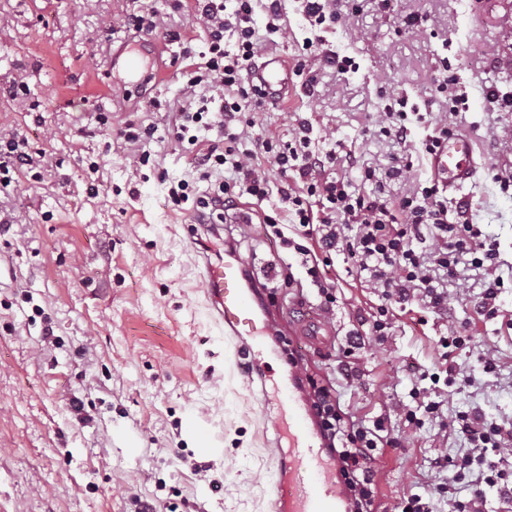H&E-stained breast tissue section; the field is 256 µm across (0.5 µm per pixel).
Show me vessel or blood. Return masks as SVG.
I'll list each match as a JSON object with an SVG mask.
<instances>
[{
    "instance_id": "b4317fda",
    "label": "vessel or blood",
    "mask_w": 512,
    "mask_h": 512,
    "mask_svg": "<svg viewBox=\"0 0 512 512\" xmlns=\"http://www.w3.org/2000/svg\"><path fill=\"white\" fill-rule=\"evenodd\" d=\"M249 82L266 99L279 100L288 86V66L276 57L261 61L252 67ZM473 153L465 135L452 132L441 138L430 156L435 181L448 190L470 182L475 175ZM245 265L239 255H225L221 264L206 263L204 279L212 312L225 336L243 349L245 374L259 383L261 403L277 420L278 476L268 493L267 512H348L346 487L338 469L325 458V439L305 402V390L270 374L265 333L275 329L277 320L258 318L253 306L256 291L245 284Z\"/></svg>"
}]
</instances>
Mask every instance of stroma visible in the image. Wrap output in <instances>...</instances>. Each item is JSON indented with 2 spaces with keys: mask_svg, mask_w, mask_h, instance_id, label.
<instances>
[{
  "mask_svg": "<svg viewBox=\"0 0 512 512\" xmlns=\"http://www.w3.org/2000/svg\"><path fill=\"white\" fill-rule=\"evenodd\" d=\"M287 38L272 55L295 62L308 23L295 0L282 4ZM506 0H349L325 38L357 71L330 67L289 74L288 92L256 114L251 139L292 137L295 116L313 125L315 151L352 153L336 173L361 188V172L377 175L410 152L413 168L388 181L390 196L411 193L432 178L423 153L432 125H417L407 147L380 131L390 101L404 97L454 124L475 148L473 182L447 192L465 197L471 218L495 239L499 273L512 276V191L489 171L512 163V111L486 100L495 85L512 90V22ZM155 11L181 41L136 35L125 15ZM414 16L420 30L403 29ZM149 81L138 87L110 77L114 55L140 51ZM201 49L204 33L173 0H0V139L25 141L34 163L0 190V512H265L271 480L273 419L259 404V386L243 376V355L210 315L202 267L191 243L196 198L205 185L193 170L197 145L178 141L165 120L186 83L183 44ZM456 75L469 96L462 117L449 115L438 83ZM155 125L148 162H134L117 135L124 121ZM190 184L173 205L171 183ZM240 197L223 235L262 292L263 303L297 312L306 323L331 321L320 343L303 336L294 352L302 374L333 387L349 415L397 425L416 370L436 371V340L467 327L495 350L498 371L466 365L474 387L448 397L449 412L479 409L512 423V287L502 288L496 318L475 312L480 275L460 266L448 286V311L413 320L391 303L393 329L379 341L367 333L382 298L361 283L344 253L332 256V312L307 303L312 286L299 265L267 237L262 216L278 206ZM289 269L290 281L267 278ZM366 338L352 355L349 334ZM402 451L384 449L375 474L374 512H390L404 491L433 492L430 458L460 452L449 429L433 422L406 430Z\"/></svg>",
  "mask_w": 512,
  "mask_h": 512,
  "instance_id": "obj_1",
  "label": "stroma"
}]
</instances>
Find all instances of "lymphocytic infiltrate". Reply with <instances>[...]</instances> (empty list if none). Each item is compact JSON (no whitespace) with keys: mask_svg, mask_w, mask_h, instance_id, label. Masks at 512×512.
<instances>
[{"mask_svg":"<svg viewBox=\"0 0 512 512\" xmlns=\"http://www.w3.org/2000/svg\"><path fill=\"white\" fill-rule=\"evenodd\" d=\"M193 0L195 20L206 33V50L193 63L183 93V104L175 112L173 126L178 139L198 142L200 132L220 127L224 141L210 144L195 160V169L208 189L198 199L195 217L210 221L217 211L234 206L246 195L263 203L279 194L286 223L272 216L264 222L269 236L283 249L302 257L307 273L318 288L324 310L336 301L328 284L333 252L347 253L367 287L380 292L384 303L372 317L371 333L388 336L392 316L388 300L417 305L420 312L434 313L448 308L447 281L456 279L458 266L469 261L484 270L485 282L479 314L493 316L496 299L504 286L498 273V244L483 235L478 225L467 222L468 202H460L459 221L448 219V208L438 183L420 187L411 194L388 198L351 190L348 181L335 170L343 158L336 151L316 153L312 147L313 127L299 119L288 142L268 137L251 148L242 147L243 131L254 123L253 113L264 103L259 90L245 82L244 75L256 57L268 47L269 36L287 37L280 0ZM310 25L305 52L295 70L304 72L321 62L344 75L356 67L354 58L336 56L326 48L323 33L341 19L338 0H300ZM267 16L266 37L254 26L256 9ZM236 36L234 50L224 47V35ZM437 347L446 362L443 373H419L420 384L412 388V402L403 408L408 427L422 428L425 418L439 415L441 402L432 400L430 388L439 383L460 390L471 380L450 361L453 351L468 350L485 372H494L497 358L492 350L476 345L461 330L439 337ZM312 407L326 439V453L343 476L352 512H371L375 498V461L384 448L399 449L384 421L373 423L347 417L336 405L335 393L324 386L314 388ZM451 431L463 438L467 448L456 458L439 456L431 461L433 470L453 471L455 480H468L473 488L469 500H460L453 482L438 485L437 499L419 493L399 498L394 512H483L480 487L499 486L503 496L512 495V428L488 422L477 410L461 413L449 423Z\"/></svg>","mask_w":512,"mask_h":512,"instance_id":"f902f5d3","label":"lymphocytic infiltrate"}]
</instances>
